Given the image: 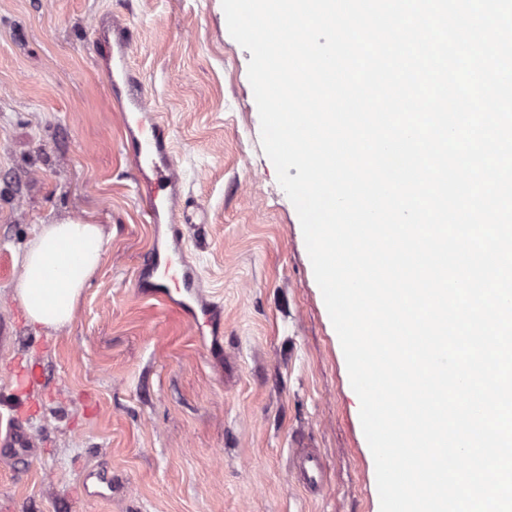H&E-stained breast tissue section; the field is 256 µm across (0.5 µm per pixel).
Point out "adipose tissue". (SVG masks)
I'll list each match as a JSON object with an SVG mask.
<instances>
[{"label": "adipose tissue", "instance_id": "obj_1", "mask_svg": "<svg viewBox=\"0 0 512 512\" xmlns=\"http://www.w3.org/2000/svg\"><path fill=\"white\" fill-rule=\"evenodd\" d=\"M105 246L97 224L67 219L39 226L21 255V274L13 287L33 326L57 331L70 324L100 269Z\"/></svg>", "mask_w": 512, "mask_h": 512}]
</instances>
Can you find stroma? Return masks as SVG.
Returning a JSON list of instances; mask_svg holds the SVG:
<instances>
[{
  "mask_svg": "<svg viewBox=\"0 0 512 512\" xmlns=\"http://www.w3.org/2000/svg\"><path fill=\"white\" fill-rule=\"evenodd\" d=\"M136 34L130 62L168 122L206 221L184 257L223 316V354L175 305L140 293L153 247L138 172L93 49L100 14ZM249 51L222 0H0V415L37 444L0 456V512H380L360 401L297 211L261 145ZM108 240L71 324L45 333L12 294L37 225ZM315 449L325 488L289 467ZM112 476L89 498L88 471Z\"/></svg>",
  "mask_w": 512,
  "mask_h": 512,
  "instance_id": "1",
  "label": "stroma"
}]
</instances>
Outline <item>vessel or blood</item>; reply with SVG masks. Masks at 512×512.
Wrapping results in <instances>:
<instances>
[{"label":"vessel or blood","instance_id":"b4317fda","mask_svg":"<svg viewBox=\"0 0 512 512\" xmlns=\"http://www.w3.org/2000/svg\"><path fill=\"white\" fill-rule=\"evenodd\" d=\"M132 46L130 28H113L111 40L102 44L106 80L127 133L123 146L141 175L137 192L143 213L153 224L168 221L177 236L192 217L182 193L183 182L175 163L170 129L151 105L142 80L130 64ZM199 280L197 269L183 265L177 250L151 253L138 275L139 286L146 288L148 294L170 303L179 302L184 305L190 323L209 326L213 323L212 314L199 296ZM35 448L32 438L18 425L8 424L6 432L0 434V449L14 457H29ZM293 468L305 488L313 493L321 491L324 466L313 449H297Z\"/></svg>","mask_w":512,"mask_h":512}]
</instances>
